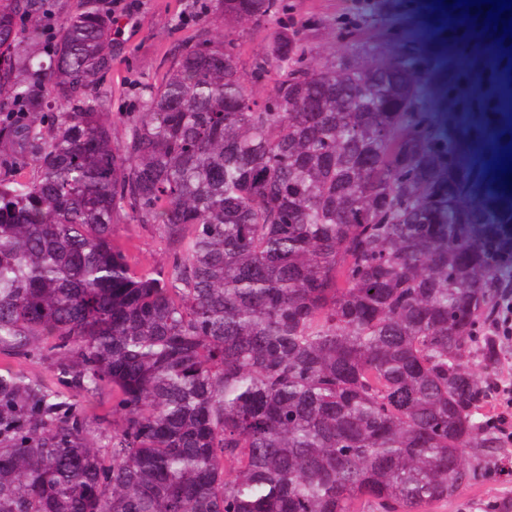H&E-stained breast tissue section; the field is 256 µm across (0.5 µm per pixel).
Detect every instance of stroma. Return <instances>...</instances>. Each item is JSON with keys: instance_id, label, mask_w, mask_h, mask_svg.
I'll return each instance as SVG.
<instances>
[{"instance_id": "stroma-1", "label": "stroma", "mask_w": 512, "mask_h": 512, "mask_svg": "<svg viewBox=\"0 0 512 512\" xmlns=\"http://www.w3.org/2000/svg\"><path fill=\"white\" fill-rule=\"evenodd\" d=\"M208 0H140L133 13L113 17L112 72L104 83L111 94L114 113L137 108L141 87L158 84L178 50L203 35L220 30L206 5ZM425 0H288L285 24L242 22L235 30L241 40V74L249 76L252 60L262 55L281 28L301 31L313 50V63L321 70L355 66L369 46L381 43L400 55L418 87L422 111L428 112L436 131L448 136V169L462 181L464 197L476 207L486 199L481 184L473 181L470 162L497 157L500 135L512 133V67L496 46L478 48L474 42L451 41L448 24L430 22ZM491 112L498 123L493 134L480 143L460 147L458 127L470 114ZM114 243L126 248L137 269L167 263L157 232L142 224H118ZM48 350L4 358L26 376L42 380L53 391L69 394L54 369ZM512 447H468L463 457L475 469V481L462 486L445 502L423 506L421 512H488L499 502L500 512H512V476H500L498 467Z\"/></svg>"}]
</instances>
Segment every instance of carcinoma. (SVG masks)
I'll return each instance as SVG.
<instances>
[{
	"mask_svg": "<svg viewBox=\"0 0 512 512\" xmlns=\"http://www.w3.org/2000/svg\"><path fill=\"white\" fill-rule=\"evenodd\" d=\"M238 22L286 0H216ZM28 19L21 28L18 21ZM0 0V512H418L475 473L466 370L508 248L453 201L448 139L376 46L324 71L283 28L184 48L112 135V10ZM158 231L168 268L112 244ZM112 397V427L87 401ZM109 437L105 446L101 437ZM241 40V74L246 82L250 81L251 62L262 55L266 48L277 37L282 30L281 25L275 22L261 23L259 25L251 22L232 24ZM54 356L47 349L33 352L27 356L5 358L0 355V368L7 363L13 370H20L26 376L42 380L53 391L65 395L74 393L68 385L61 382L54 370Z\"/></svg>",
	"mask_w": 512,
	"mask_h": 512,
	"instance_id": "1",
	"label": "carcinoma"
}]
</instances>
